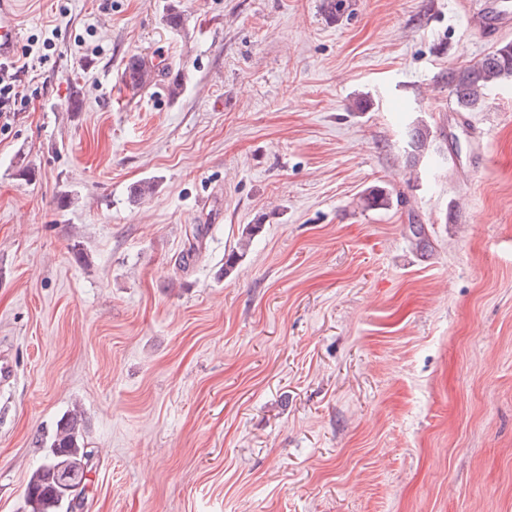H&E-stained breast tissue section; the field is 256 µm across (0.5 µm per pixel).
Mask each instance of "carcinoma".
Masks as SVG:
<instances>
[{
	"instance_id": "obj_1",
	"label": "carcinoma",
	"mask_w": 512,
	"mask_h": 512,
	"mask_svg": "<svg viewBox=\"0 0 512 512\" xmlns=\"http://www.w3.org/2000/svg\"><path fill=\"white\" fill-rule=\"evenodd\" d=\"M148 69L142 61H134L126 72L132 87L147 83ZM512 76V42L501 44L477 62L460 69H450L446 74L448 88L461 112H472L485 101L488 88ZM262 225L248 224L243 229L238 249L231 251L224 262L225 270L232 269L239 257ZM82 418L68 414L56 425L55 432L45 441L47 450L43 462L32 472L25 489L26 503L30 512H65L60 503L61 486L74 487L84 484V476L91 461L92 450L81 446L78 434Z\"/></svg>"
}]
</instances>
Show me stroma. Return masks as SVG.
<instances>
[{"mask_svg": "<svg viewBox=\"0 0 512 512\" xmlns=\"http://www.w3.org/2000/svg\"><path fill=\"white\" fill-rule=\"evenodd\" d=\"M474 2L9 0L0 512L72 411L84 512H512V79L444 80L512 27Z\"/></svg>", "mask_w": 512, "mask_h": 512, "instance_id": "35a3bbf8", "label": "stroma"}]
</instances>
